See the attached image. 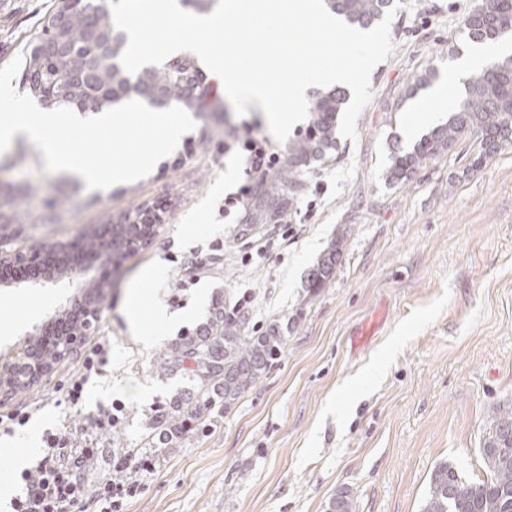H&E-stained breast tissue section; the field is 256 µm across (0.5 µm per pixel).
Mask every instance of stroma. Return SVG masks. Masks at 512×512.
<instances>
[{
  "mask_svg": "<svg viewBox=\"0 0 512 512\" xmlns=\"http://www.w3.org/2000/svg\"><path fill=\"white\" fill-rule=\"evenodd\" d=\"M482 2L401 0L390 28L395 49L371 74L373 97L355 140L341 139L335 156L304 174L284 217L290 234L264 258L250 257V247L272 225L244 236L242 219L222 213L225 195L244 178L224 139L244 119L267 134L256 107L240 116L227 102L194 113L193 151L177 146L148 176L109 190L45 172L42 152L25 140L0 154V191H13L21 215L20 223H0V250L63 241L145 209L160 216L150 243L106 271L96 333L111 351L80 404L65 399L73 356L0 404V415L33 411L0 438V498L22 491L15 453L34 460L48 431L82 437L88 418L112 401L125 403V415L97 433L99 447H138L149 417L184 385L157 371L159 354L205 321L219 297L243 302L253 322L286 323L284 352L207 437L160 449L125 512H326L341 489L357 512H422L437 464L485 478L479 448L488 419L512 405V144L475 172L464 140L399 185L384 179L392 146L413 145L405 134L413 101L426 98L421 91L408 99V85L427 67L446 74L469 46L464 20ZM53 7L54 0H0V66L23 53ZM340 233L336 272L308 298L307 276ZM217 240L222 266L191 280L179 257ZM181 279V321L146 314L142 328L155 343L145 346L130 331L129 293L148 311L169 301ZM71 292L65 280L0 287V352L44 332Z\"/></svg>",
  "mask_w": 512,
  "mask_h": 512,
  "instance_id": "35a3bbf8",
  "label": "stroma"
}]
</instances>
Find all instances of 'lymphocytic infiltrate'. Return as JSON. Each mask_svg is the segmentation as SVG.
I'll use <instances>...</instances> for the list:
<instances>
[{
	"instance_id": "obj_1",
	"label": "lymphocytic infiltrate",
	"mask_w": 512,
	"mask_h": 512,
	"mask_svg": "<svg viewBox=\"0 0 512 512\" xmlns=\"http://www.w3.org/2000/svg\"><path fill=\"white\" fill-rule=\"evenodd\" d=\"M224 149L245 159L244 184L224 198V212L229 215L244 207L257 177L278 167L281 153L277 143L258 135L253 123L246 120L231 130ZM109 350V340L102 338L85 347L80 367L66 388L71 404L79 403L87 380L100 374ZM43 443L33 465L21 473L24 488L12 501L13 512H123L126 503L143 491L147 477L155 469L152 450L116 448L111 466L90 483L84 474L100 455V448L89 441L75 443L68 433L48 434Z\"/></svg>"
}]
</instances>
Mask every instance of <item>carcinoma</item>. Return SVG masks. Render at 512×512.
I'll return each mask as SVG.
<instances>
[{"mask_svg":"<svg viewBox=\"0 0 512 512\" xmlns=\"http://www.w3.org/2000/svg\"><path fill=\"white\" fill-rule=\"evenodd\" d=\"M327 8L363 28L379 21L393 0H325ZM65 18V48L43 54L29 42L20 83L47 108L67 106L78 112H101L124 100L139 99L155 109L179 105L192 112H213L220 104L193 62L179 59L161 68L145 66L127 73L121 56L126 35L116 28L111 9L101 0H58L45 17L42 33ZM512 26L507 0H488L464 21L467 37L487 42ZM437 75L430 67L416 75L407 97L427 87ZM346 93L336 88L322 93L309 106L306 128L288 143L285 169L258 179L247 206V233L258 224H277L302 190L300 176L336 152L337 126ZM474 143L472 169L494 158L512 143V56L492 61L466 81L465 101L445 123L423 136L412 149H392L386 179L400 184L417 168L452 149L462 140ZM343 237L331 242L307 278L308 298L315 297L333 277ZM288 326L273 319L251 323L249 313L215 299L206 321L177 337L159 354L157 368L180 376L188 386L176 392L150 417L140 438L142 448H181L206 436L218 418L265 377L279 360ZM480 454L488 476L479 481L463 477L450 463L431 473L423 512H512V405L498 406L489 417ZM327 512H356L350 492L340 490L328 502Z\"/></svg>","mask_w":512,"mask_h":512,"instance_id":"carcinoma-1","label":"carcinoma"}]
</instances>
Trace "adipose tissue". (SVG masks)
Returning <instances> with one entry per match:
<instances>
[{"instance_id":"1","label":"adipose tissue","mask_w":512,"mask_h":512,"mask_svg":"<svg viewBox=\"0 0 512 512\" xmlns=\"http://www.w3.org/2000/svg\"><path fill=\"white\" fill-rule=\"evenodd\" d=\"M510 54H512V40L480 44L472 48L457 62L455 68L449 70L447 85L433 92L431 107L417 111L409 123L410 128L437 125L445 114L458 111L464 101L462 88L469 75L485 68L493 58Z\"/></svg>"}]
</instances>
